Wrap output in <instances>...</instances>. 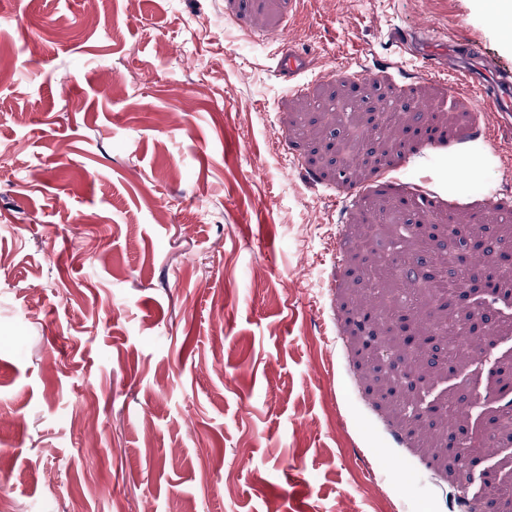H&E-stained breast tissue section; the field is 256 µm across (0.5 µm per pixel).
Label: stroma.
Wrapping results in <instances>:
<instances>
[{
    "instance_id": "stroma-1",
    "label": "stroma",
    "mask_w": 512,
    "mask_h": 512,
    "mask_svg": "<svg viewBox=\"0 0 512 512\" xmlns=\"http://www.w3.org/2000/svg\"><path fill=\"white\" fill-rule=\"evenodd\" d=\"M432 24L512 72L488 0H8L0 11V512H448L458 473L420 485L377 429L392 403L354 394L346 304L368 299L384 339L409 257L447 275L468 253L479 286L512 225V115L488 125L452 71L394 58L390 29ZM315 49V73H275L258 32ZM382 75L349 126L306 105ZM427 104L435 147L379 134L371 168L326 146L382 101ZM467 172L450 178L453 169ZM351 177L360 194L339 206ZM407 190L438 198L376 221ZM453 223L447 249L403 224ZM378 224L373 249L357 228ZM382 274L383 294L368 280ZM512 332L464 363L452 402L472 441L512 470L507 401L491 370ZM93 426H73L75 415ZM381 484V495L365 491Z\"/></svg>"
}]
</instances>
